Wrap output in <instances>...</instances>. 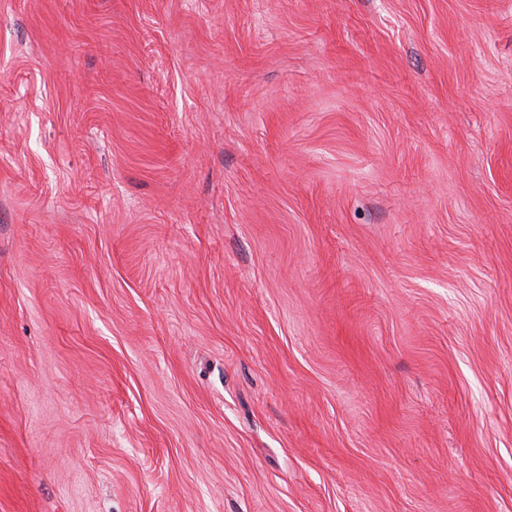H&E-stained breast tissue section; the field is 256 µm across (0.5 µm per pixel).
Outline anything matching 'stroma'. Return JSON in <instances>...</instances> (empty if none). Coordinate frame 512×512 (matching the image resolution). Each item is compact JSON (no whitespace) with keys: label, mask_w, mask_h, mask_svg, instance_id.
Wrapping results in <instances>:
<instances>
[{"label":"stroma","mask_w":512,"mask_h":512,"mask_svg":"<svg viewBox=\"0 0 512 512\" xmlns=\"http://www.w3.org/2000/svg\"><path fill=\"white\" fill-rule=\"evenodd\" d=\"M0 512H512V0H0Z\"/></svg>","instance_id":"1"}]
</instances>
